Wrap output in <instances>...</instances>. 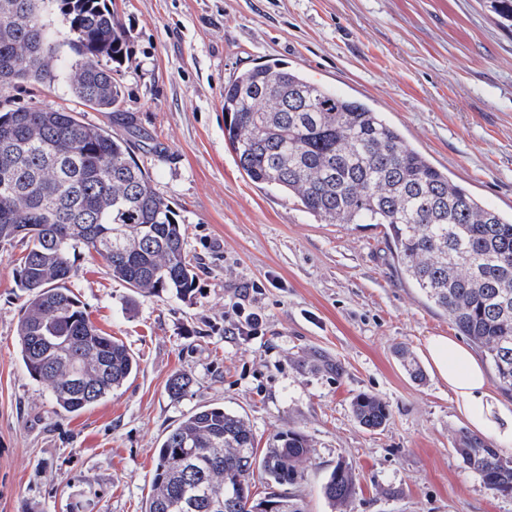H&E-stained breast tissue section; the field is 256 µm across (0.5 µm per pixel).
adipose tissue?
I'll return each mask as SVG.
<instances>
[{
  "instance_id": "ef3b65f1",
  "label": "adipose tissue",
  "mask_w": 512,
  "mask_h": 512,
  "mask_svg": "<svg viewBox=\"0 0 512 512\" xmlns=\"http://www.w3.org/2000/svg\"><path fill=\"white\" fill-rule=\"evenodd\" d=\"M427 358L454 393L460 409L476 430H492L499 443L512 444V410L500 404L487 390L481 364L471 351L446 336L426 341Z\"/></svg>"
}]
</instances>
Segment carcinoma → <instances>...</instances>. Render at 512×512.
Segmentation results:
<instances>
[{
    "label": "carcinoma",
    "instance_id": "cac0c4a2",
    "mask_svg": "<svg viewBox=\"0 0 512 512\" xmlns=\"http://www.w3.org/2000/svg\"><path fill=\"white\" fill-rule=\"evenodd\" d=\"M53 2L74 57L58 56L44 20ZM128 33L107 0H0V71L23 83L64 82L78 102L100 112L122 103L112 65L127 57ZM224 138L254 183L288 196L325 224L381 225L401 274L453 321L485 357L500 388L512 392V213L486 205L410 145L366 102L336 93L278 59L224 84ZM127 140L87 124L79 112L38 105L0 110V244H21L18 286L26 305L16 327L22 363L50 392L59 415H78L137 374L136 357L89 319L68 283L70 254L94 251L112 277L136 294L193 293L195 266L168 201L134 161ZM79 372L85 391L72 385ZM191 380L173 375L175 400ZM358 424L385 426L389 406L359 394ZM454 450L464 467L499 494H512V458L462 431ZM312 452L288 429L257 448L252 426L215 404L186 413L159 442L145 512H169L195 497L192 512H265L252 495L260 476L283 491L282 512H303L288 491ZM323 490L347 512L356 495L352 468L340 462Z\"/></svg>",
    "mask_w": 512,
    "mask_h": 512
}]
</instances>
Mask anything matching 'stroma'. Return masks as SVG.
Masks as SVG:
<instances>
[{"label":"stroma","instance_id":"1","mask_svg":"<svg viewBox=\"0 0 512 512\" xmlns=\"http://www.w3.org/2000/svg\"><path fill=\"white\" fill-rule=\"evenodd\" d=\"M130 34L116 112L80 107L63 84L11 90L10 107L77 109L128 139L186 230L197 273L188 299L131 296L101 259L77 254L72 288L91 322L140 370L74 417L56 413L16 340L25 302L21 246H0V512H144L159 441L190 409L249 419L259 443L293 428L312 454L294 492L332 512L337 463L358 480L351 512H512V495L465 469L454 441L470 425L430 366L425 340L458 338L392 259L381 226L325 224L239 170L224 141V85L279 58L359 98L484 203L512 211V30L488 0H113ZM262 283L243 297L244 284ZM263 317L238 336L236 305ZM424 371L414 380L398 353ZM341 362L342 374L330 363ZM191 392L172 399L169 378ZM390 418L369 431L353 398ZM352 412L360 426L372 431L384 427L390 417L386 402L370 394L357 395L352 402Z\"/></svg>","mask_w":512,"mask_h":512}]
</instances>
